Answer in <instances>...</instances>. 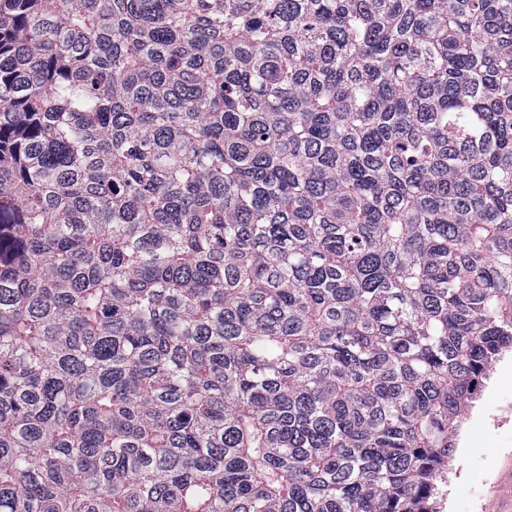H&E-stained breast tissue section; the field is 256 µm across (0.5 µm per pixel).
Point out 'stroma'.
<instances>
[{"label":"stroma","instance_id":"obj_1","mask_svg":"<svg viewBox=\"0 0 512 512\" xmlns=\"http://www.w3.org/2000/svg\"><path fill=\"white\" fill-rule=\"evenodd\" d=\"M441 512H512V352L494 363L458 432Z\"/></svg>","mask_w":512,"mask_h":512}]
</instances>
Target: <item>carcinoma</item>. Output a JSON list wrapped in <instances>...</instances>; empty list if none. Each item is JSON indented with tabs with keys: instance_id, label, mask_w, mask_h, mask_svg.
Listing matches in <instances>:
<instances>
[{
	"instance_id": "1",
	"label": "carcinoma",
	"mask_w": 512,
	"mask_h": 512,
	"mask_svg": "<svg viewBox=\"0 0 512 512\" xmlns=\"http://www.w3.org/2000/svg\"><path fill=\"white\" fill-rule=\"evenodd\" d=\"M512 351V0H0V512H439Z\"/></svg>"
}]
</instances>
